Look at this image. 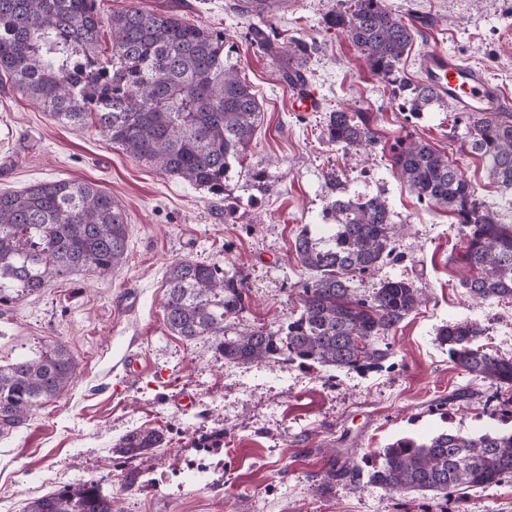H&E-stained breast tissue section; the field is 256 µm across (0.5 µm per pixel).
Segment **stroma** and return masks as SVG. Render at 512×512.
<instances>
[{
	"mask_svg": "<svg viewBox=\"0 0 512 512\" xmlns=\"http://www.w3.org/2000/svg\"><path fill=\"white\" fill-rule=\"evenodd\" d=\"M98 2L105 18L133 5L175 7L188 23L223 30L262 105L245 164L263 168L266 179L258 184L235 169L229 194L213 196L127 156L93 126L55 124L0 87V191L90 181L124 206L129 224L126 260L112 275L81 272L0 307V365L55 340L78 365L67 390L0 436V512H24L31 499L82 481L109 490L122 512H512V477L446 497L345 480L321 485L328 449L371 461L405 434L497 425L512 400L471 381L436 341L439 326L468 319L482 327L486 351L511 357L512 303L469 297L461 286L470 270L455 216L420 203L391 167L397 137L421 138L447 154L480 199L512 224V205L485 163L453 134L457 112L443 105L416 120L403 111L351 40L326 28L336 0H288L262 18L239 14L236 0ZM387 2L415 32L401 64L406 77L419 80L423 53L446 50L484 69L512 98V0ZM254 25L283 44H313L305 84L321 100L318 111L295 109L283 61L248 41ZM345 108L370 114L376 143L368 151L346 152L323 138L330 112ZM336 169L350 189L383 193L393 222L407 227L392 256L359 281V294L403 277L427 295L387 336L390 356L381 370L348 373L284 360L230 365L211 340L186 341L167 329L166 270L182 258L239 268L250 323L274 329L297 311L303 274L294 239L303 225L319 223L332 195L327 175ZM133 355L140 371L129 369ZM442 399L449 402L444 419L435 410ZM141 426L162 430L166 446L124 462L112 448ZM131 470L138 481L130 489Z\"/></svg>",
	"mask_w": 512,
	"mask_h": 512,
	"instance_id": "35a3bbf8",
	"label": "stroma"
}]
</instances>
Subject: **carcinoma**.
<instances>
[{
	"label": "carcinoma",
	"instance_id": "cac0c4a2",
	"mask_svg": "<svg viewBox=\"0 0 512 512\" xmlns=\"http://www.w3.org/2000/svg\"><path fill=\"white\" fill-rule=\"evenodd\" d=\"M337 0L325 17L347 34L371 72L394 85L413 113L444 101L423 82L401 76L413 29L386 0ZM269 0H237L243 15H261ZM102 17L97 0H0V83L70 127L93 124L129 156L214 196L226 193L232 165H243L261 106L231 61L224 32L189 24L173 11L132 6L108 19L110 52L99 50ZM252 43L266 54L282 46L259 26ZM313 49L295 40L288 55L305 65ZM327 142L344 151L374 144L370 116L330 113ZM462 137L487 163L489 176L512 191V113L466 117ZM392 167L418 199L448 207L465 239L464 260L477 275L462 282L476 300L512 301V224L480 200L448 156L412 136L391 146ZM336 191L322 223L304 225L294 251L306 278L299 312L277 329L250 324L247 286L234 267L193 259L173 262L166 274L164 322L186 340L213 339L224 362L259 365L283 359L368 373L389 358L382 339L424 303L422 289L405 278L387 279L369 297L357 278L395 251L402 226L393 223L382 194L347 195L340 172L327 176ZM127 216L112 194L77 180L34 182L0 192V307L78 272L108 276L125 260ZM481 328L470 321L437 330L448 360L474 381L512 390V358L476 345ZM76 376L65 345L53 342L35 359L0 366V434L57 398ZM165 446L164 433L139 427L122 435L113 453L134 460ZM382 462L367 483L390 492L448 494L488 488L512 476V427L472 432L442 429L405 435L378 451ZM361 481L349 451L332 449L326 480ZM25 512H120L97 482L65 485L31 500Z\"/></svg>",
	"mask_w": 512,
	"mask_h": 512
}]
</instances>
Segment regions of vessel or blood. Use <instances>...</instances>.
I'll return each mask as SVG.
<instances>
[{
  "label": "vessel or blood",
  "instance_id": "1",
  "mask_svg": "<svg viewBox=\"0 0 512 512\" xmlns=\"http://www.w3.org/2000/svg\"><path fill=\"white\" fill-rule=\"evenodd\" d=\"M421 79L458 112H499L506 100L500 87L484 71L466 64L456 54L430 50L420 62Z\"/></svg>",
  "mask_w": 512,
  "mask_h": 512
}]
</instances>
